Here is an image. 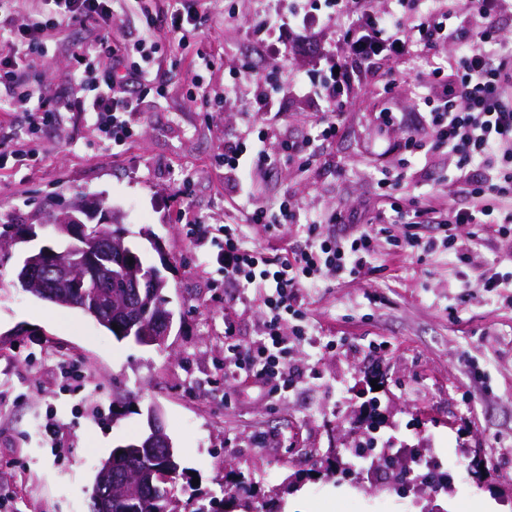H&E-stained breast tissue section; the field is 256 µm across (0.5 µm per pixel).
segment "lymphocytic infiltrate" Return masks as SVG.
I'll return each mask as SVG.
<instances>
[{
    "instance_id": "obj_1",
    "label": "lymphocytic infiltrate",
    "mask_w": 512,
    "mask_h": 512,
    "mask_svg": "<svg viewBox=\"0 0 512 512\" xmlns=\"http://www.w3.org/2000/svg\"><path fill=\"white\" fill-rule=\"evenodd\" d=\"M333 19L339 20V40L346 51L336 56V74L309 89L325 103L320 118L322 140L334 138L339 118L349 103L351 86L366 74L378 57L400 56L412 47H430L451 39L459 28H471L480 47L464 46L457 62L454 87L435 97H425L421 125L429 139L409 135L405 151L447 149L455 158L453 184L468 194L471 205L437 213L436 224H512V37L500 25L512 12V0H440L425 6L423 0H395L396 8L375 15L371 0H326ZM47 16L15 30L0 23V112H9L12 97L36 100V116L53 121L59 114L45 96H33L20 72L22 62L39 50L44 28L78 23L97 29L96 40L82 45L76 55L75 80L83 89L73 109L85 113L103 141L121 146L134 137L133 117L143 104L139 88L152 80L155 46L142 38L131 43L112 39V0H50ZM108 56L109 71L99 69L98 59ZM424 210L405 211L396 197L371 223L353 232L320 238L318 224L306 227L308 242L291 255L272 258L259 247L247 245L242 224H207L192 211L181 208L178 219L187 228L193 253L201 264L216 262L224 271V285L239 291L240 301L258 297L262 308L259 336L249 344L236 342L225 329L224 374L257 383L268 395L288 392L302 377V369L288 360V340L308 336L304 289L315 286L329 271L353 278L361 276L383 225L399 224L403 233L392 235L393 246L402 252L427 253L453 248L454 238L423 239L412 235Z\"/></svg>"
}]
</instances>
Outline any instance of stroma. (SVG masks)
<instances>
[{
  "label": "stroma",
  "instance_id": "35a3bbf8",
  "mask_svg": "<svg viewBox=\"0 0 512 512\" xmlns=\"http://www.w3.org/2000/svg\"><path fill=\"white\" fill-rule=\"evenodd\" d=\"M205 19L196 35L176 41L147 15L164 0H115L112 37L151 36L158 48L154 82L140 89L146 108L139 133L124 146L104 144L83 113L40 126L30 137L32 168H0V225L37 226V245L51 243L44 206L66 210L75 199L118 215L128 241L167 279L176 313L160 348L116 340L94 319L37 299L14 286V266L27 249L13 246L0 265V498L12 512H89L88 490L100 461L141 436L146 410L158 406L166 433L200 491L220 495L241 481L253 486L248 512H425L415 493L379 488L375 475L353 474L365 494L350 497L335 479L314 476V460H353L357 416L379 397L381 440L433 454L452 475L437 503L447 512H504L512 505V290L487 291L489 270L512 269V238L486 224L449 225L469 244L453 251L400 254L378 239L363 275L326 273L305 290L311 338L288 345L302 383L267 396L252 382L224 378V321L236 338H256V303L234 301L216 265H199L178 211L190 205L208 224H237L248 197L275 206L289 201L299 221L267 232L247 226L248 243L282 256L304 246L303 223L320 219L321 235L336 212L366 223L385 202L378 180L406 171L395 195L409 207H463L446 177L447 149L406 155L409 127L381 128L385 110L415 112L429 90L413 80L412 57L378 60L374 76L350 93L334 139L316 140L324 105L302 87L324 77L337 45L336 28L290 25L297 50L282 57L261 49L256 15L282 10L281 0H187ZM87 31L78 24L46 29V56L32 57L34 91L66 103L79 97L75 54ZM213 65H205V58ZM272 75L280 131L269 134L250 99L225 95L244 69ZM264 138L268 154L284 139L314 138L307 163L248 168L242 182L224 179L216 157L225 146ZM159 241L161 250L151 247ZM82 373L66 385L64 367ZM379 392H372V385ZM55 424V438L45 427ZM484 474L470 470L474 454Z\"/></svg>",
  "mask_w": 512,
  "mask_h": 512
}]
</instances>
